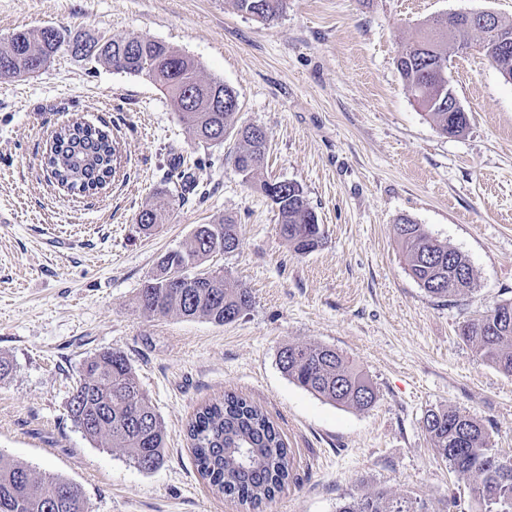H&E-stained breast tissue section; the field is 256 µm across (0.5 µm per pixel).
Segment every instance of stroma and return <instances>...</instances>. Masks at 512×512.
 <instances>
[{
  "label": "stroma",
  "mask_w": 512,
  "mask_h": 512,
  "mask_svg": "<svg viewBox=\"0 0 512 512\" xmlns=\"http://www.w3.org/2000/svg\"><path fill=\"white\" fill-rule=\"evenodd\" d=\"M470 10L512 20V0H286L270 21L233 0H0V43L51 24L179 49L237 92L239 124L269 142L245 179L236 136L201 143L149 80L67 52L0 80V453L80 485L90 512H337L381 488L424 512H479L473 478L436 458L423 417L466 411L512 453V375L460 337L512 300V84L477 47L450 51L469 127L448 137L396 66L418 23ZM75 115L120 141L121 169L93 196L42 166L47 138ZM264 180L302 187L319 248L288 247ZM162 193L172 205L144 234L135 216ZM222 216L240 224V246L206 266L248 288L251 307L224 326L144 314L138 293L160 258ZM403 217L469 259L471 292L444 301L419 287L393 235ZM288 342L353 358L376 402L340 407L292 383L278 363ZM107 350L127 357L164 423L155 470L99 447L67 412L84 362ZM228 391L262 407L291 452L293 478L271 504L214 495L198 474L187 423Z\"/></svg>",
  "instance_id": "obj_1"
}]
</instances>
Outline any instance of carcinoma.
I'll return each instance as SVG.
<instances>
[{
  "mask_svg": "<svg viewBox=\"0 0 512 512\" xmlns=\"http://www.w3.org/2000/svg\"><path fill=\"white\" fill-rule=\"evenodd\" d=\"M234 2L240 12L267 21L280 14L284 0ZM472 32L480 34L478 47L486 59L512 81V51L498 50L500 40L512 42V21L500 16L489 29L446 15L433 17L418 27L396 61L413 98L446 136L462 134L469 123L463 113L448 111V45L469 48L467 36ZM76 44L78 48H72L67 36L48 26L17 30L0 46V74L12 79L40 72L63 49L75 58L119 66L155 84L195 139L220 146L227 133L236 132L235 167L245 178H253L263 167L267 139L257 137L253 125H237V93L219 78L204 77L192 57L142 35L105 38L83 33ZM44 164L60 186L91 195L114 179L119 150L106 131L76 117L55 130ZM260 187L278 208L280 234L289 248L300 255L314 251L324 230L302 187L285 181H263ZM161 219L158 206H146L135 217L145 230ZM393 231L409 274L429 296L448 299L472 290L475 277L461 275L471 268L461 252L407 218L399 219ZM227 242L240 245L239 225L222 217L202 225L183 248L164 254L157 273L139 290L142 311L205 318L220 326L237 320L252 305L250 291L224 271L203 267L211 255L226 251ZM505 307L512 309V300L466 323L461 336L482 359L512 375V324L497 321V311ZM278 362L288 379L334 405L364 410L377 399L375 387L356 362L331 346L287 343L278 352ZM68 413L84 425L85 436L103 447L122 449L136 467L154 470L163 464L164 425L122 352L107 350L84 364ZM423 428L452 471L476 477L472 491L481 512H512V457L488 446L489 434L474 417L457 408L430 409ZM187 436L200 477L217 495H235L259 505L273 500L288 484L291 466L283 437L261 408L241 397L229 393L199 408ZM0 512H89V506L74 482L58 475L39 478L0 453ZM337 512H422V507L378 490L345 502Z\"/></svg>",
  "mask_w": 512,
  "mask_h": 512,
  "instance_id": "obj_1",
  "label": "carcinoma"
}]
</instances>
